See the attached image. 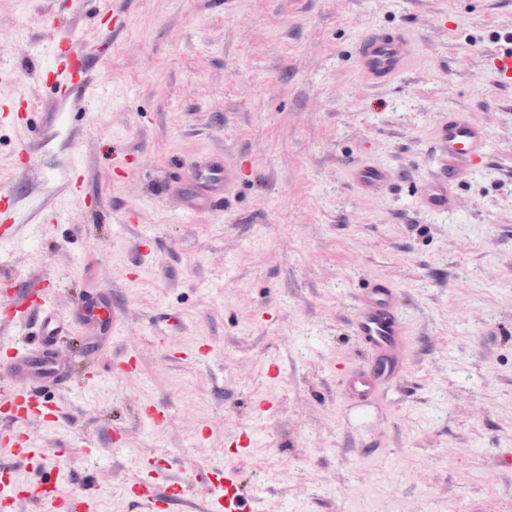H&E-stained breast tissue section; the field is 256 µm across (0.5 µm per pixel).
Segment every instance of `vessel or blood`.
I'll list each match as a JSON object with an SVG mask.
<instances>
[{"mask_svg": "<svg viewBox=\"0 0 512 512\" xmlns=\"http://www.w3.org/2000/svg\"><path fill=\"white\" fill-rule=\"evenodd\" d=\"M42 27L54 31L55 38L64 47L55 62L51 88L56 99H68L72 88H83L94 93L96 83L88 78L90 61L75 45L71 33L55 32L52 21H43ZM416 56L415 43L401 30L381 26L369 28L358 40L355 63L366 82L374 87L392 82L409 70ZM439 142L445 148L448 174L432 177L420 195L422 206L436 213L455 211L456 195L450 188L451 178L481 167L489 155V131L461 112L449 113L436 127ZM241 167L229 156L216 155L197 161L187 184H176L175 194L183 199L188 214L208 210L214 198L231 197L240 177ZM352 178L361 188L383 190L391 179V172L380 165L363 164L353 170ZM21 213L15 203L0 207V242L13 239L14 227ZM51 285L24 290L14 311L0 314V328L32 321L39 342L31 348L10 347L0 358V372L23 374V387L0 386V404L9 406L14 420L23 421L30 415L41 418L46 428H54L59 415L58 406L47 397L45 388L63 382L67 377L65 364L55 351L57 340L66 335L74 324L92 321L100 309L110 308L107 294H100L89 304L68 318L58 315L52 298ZM346 326L360 353L358 362L340 372L339 387L349 407L358 413L369 408L402 399L406 394L404 377L412 361L408 342V319L401 292L395 285L382 279H373L355 288ZM14 457L37 455L34 444L25 439L22 431H0V453ZM155 467L151 457H143L139 471L133 472L127 493L139 504L141 512H158L161 503L169 501V494L157 492L149 479ZM219 480V495L212 501L210 512H242L243 497L238 481L228 470L217 466L212 470ZM34 503L39 512H93L88 500L70 501L61 480L52 484H34L21 488L19 494L0 490V512H13L17 497Z\"/></svg>", "mask_w": 512, "mask_h": 512, "instance_id": "b4317fda", "label": "vessel or blood"}]
</instances>
